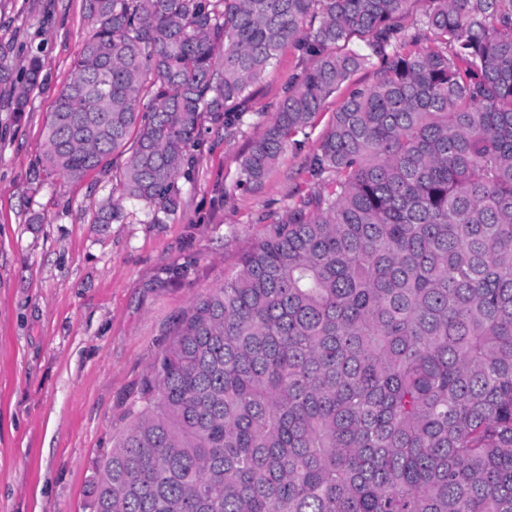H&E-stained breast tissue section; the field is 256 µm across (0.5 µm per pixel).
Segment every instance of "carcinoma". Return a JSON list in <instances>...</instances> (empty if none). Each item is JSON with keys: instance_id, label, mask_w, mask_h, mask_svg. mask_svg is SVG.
Wrapping results in <instances>:
<instances>
[{"instance_id": "carcinoma-1", "label": "carcinoma", "mask_w": 512, "mask_h": 512, "mask_svg": "<svg viewBox=\"0 0 512 512\" xmlns=\"http://www.w3.org/2000/svg\"><path fill=\"white\" fill-rule=\"evenodd\" d=\"M86 0L92 34L44 168L110 173L150 223L203 123L229 125L293 42L242 160L260 182L327 99L298 195L196 299L103 461L92 512H512V0ZM430 46L404 51L421 39ZM0 88L26 111L37 51ZM121 217L112 197L94 223Z\"/></svg>"}]
</instances>
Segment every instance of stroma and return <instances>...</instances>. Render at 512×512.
<instances>
[{
    "label": "stroma",
    "mask_w": 512,
    "mask_h": 512,
    "mask_svg": "<svg viewBox=\"0 0 512 512\" xmlns=\"http://www.w3.org/2000/svg\"><path fill=\"white\" fill-rule=\"evenodd\" d=\"M90 30L85 0H0V41L44 64L23 115L0 96V512H90L99 462L176 318L240 272L265 214L314 188L307 161L345 97L333 94L309 139L246 183L252 141L289 75L313 63L285 45L240 123L204 124L163 223L126 200L121 220L97 224L109 176L74 182L41 163L46 117Z\"/></svg>",
    "instance_id": "1"
}]
</instances>
